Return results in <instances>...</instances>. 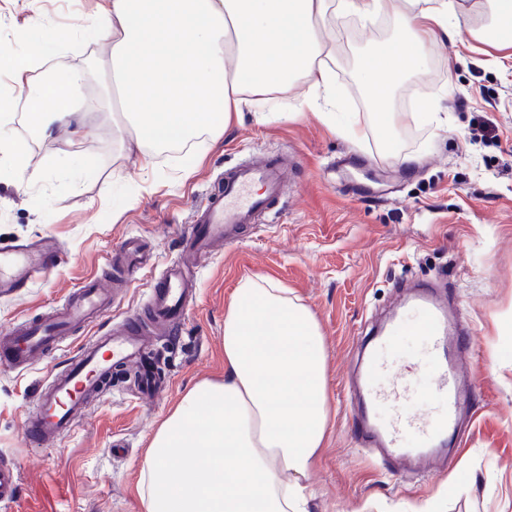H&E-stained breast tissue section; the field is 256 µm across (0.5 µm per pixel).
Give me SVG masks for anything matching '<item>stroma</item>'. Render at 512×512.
<instances>
[{"instance_id":"35a3bbf8","label":"stroma","mask_w":512,"mask_h":512,"mask_svg":"<svg viewBox=\"0 0 512 512\" xmlns=\"http://www.w3.org/2000/svg\"><path fill=\"white\" fill-rule=\"evenodd\" d=\"M104 0H0V49L38 21L78 39L32 71L80 69L77 97L85 124L30 137L23 112L12 122L27 139L30 166L44 176L27 190L0 185V245L39 237L64 254L60 267L19 294L0 296V333L60 306L85 277L111 278L104 258L125 237L151 242L155 260L115 311L76 330L63 347L27 370L0 369V460L19 469L13 512H143L135 492L151 438L185 392L224 378V308L244 278L271 277L314 315L323 337L329 420L310 473L311 512H512V68L478 39H440L395 86L388 106L429 111L430 121L384 125L357 76L369 51L395 37L388 21L336 24L333 45L336 119L364 117L361 140L341 136L307 107L306 82L262 104L277 121L245 112L217 134L201 133L190 149H145L113 120L112 47L80 31L103 19ZM264 154L293 157L281 201L253 235L208 259L200 270L182 329L157 343L156 370L170 382L153 401L116 376L75 431L52 449L27 446L22 420L50 368L64 365L86 337L109 331L127 312L145 308L149 284L183 255L182 237L205 188L225 168ZM413 163H404V156ZM442 279L474 338L467 361L476 388L475 417L452 466L402 477L352 437L347 381L355 345L376 316L391 312L397 283ZM428 338L410 323L393 341L428 398L434 367Z\"/></svg>"}]
</instances>
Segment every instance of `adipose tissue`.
<instances>
[{
	"label": "adipose tissue",
	"instance_id": "obj_1",
	"mask_svg": "<svg viewBox=\"0 0 512 512\" xmlns=\"http://www.w3.org/2000/svg\"><path fill=\"white\" fill-rule=\"evenodd\" d=\"M109 0L99 39L112 45L123 115L137 137L169 146L230 125L244 108L304 78L310 106L332 103V49L322 27L387 12L402 35L379 46L361 73L384 103L393 86L439 36L458 37L469 0ZM71 40L40 24L23 45L0 52V97L23 96L31 133L51 137L80 122L75 99L84 74L68 70L38 83L31 67ZM0 116V172L21 187L41 178L28 143ZM322 335L311 311L271 278L243 279L224 313V379L191 387L162 421L136 485L144 512H307L305 479L327 430ZM294 479L286 483L283 472Z\"/></svg>",
	"mask_w": 512,
	"mask_h": 512
}]
</instances>
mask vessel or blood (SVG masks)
Returning a JSON list of instances; mask_svg holds the SVG:
<instances>
[{
    "label": "vessel or blood",
    "mask_w": 512,
    "mask_h": 512,
    "mask_svg": "<svg viewBox=\"0 0 512 512\" xmlns=\"http://www.w3.org/2000/svg\"><path fill=\"white\" fill-rule=\"evenodd\" d=\"M287 164L282 156L268 154L252 164L225 169L221 181L195 206L184 235L188 261L168 264L151 282L148 306L125 315L118 328L84 340L63 370L51 373L37 389L35 404L23 421L29 444L56 447L69 436L86 403L103 389L113 372L129 366L141 370L142 392L150 396L161 386L147 364L150 352L146 329L162 324L176 330L193 300L198 273L190 259L209 254L217 243L237 242L257 218L277 202L282 193ZM63 260L59 247L49 240L22 242L0 250V291L16 293L43 279ZM149 255L139 239L125 238L105 258L126 280L146 267ZM114 303L111 286L103 279H86L65 304L41 317L15 325L0 336V365L24 370L44 356L75 327L107 315ZM402 314H417L430 341L436 378L432 395L439 406L435 417L413 408L409 377L398 376V358L391 345L401 327L394 320L386 334L376 336L362 355L364 372L349 382L353 399V435L380 448L396 471L418 465L435 466L440 452L457 457L462 439L455 433L460 406L473 384L466 355L472 346L470 329L448 316V300L423 285L401 307ZM18 468L0 465V505L17 501Z\"/></svg>",
    "instance_id": "b4317fda"
}]
</instances>
